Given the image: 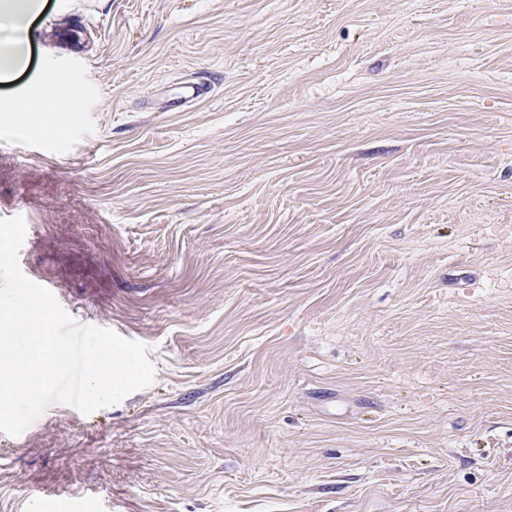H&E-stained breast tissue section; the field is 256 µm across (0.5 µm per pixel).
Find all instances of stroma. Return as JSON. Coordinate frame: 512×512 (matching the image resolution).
Returning a JSON list of instances; mask_svg holds the SVG:
<instances>
[{
	"mask_svg": "<svg viewBox=\"0 0 512 512\" xmlns=\"http://www.w3.org/2000/svg\"><path fill=\"white\" fill-rule=\"evenodd\" d=\"M42 2L0 219L155 377L0 432V512H512V0ZM41 98L45 101L64 104L71 100V91L63 87L62 81L56 74L46 73L40 87Z\"/></svg>",
	"mask_w": 512,
	"mask_h": 512,
	"instance_id": "1",
	"label": "stroma"
}]
</instances>
